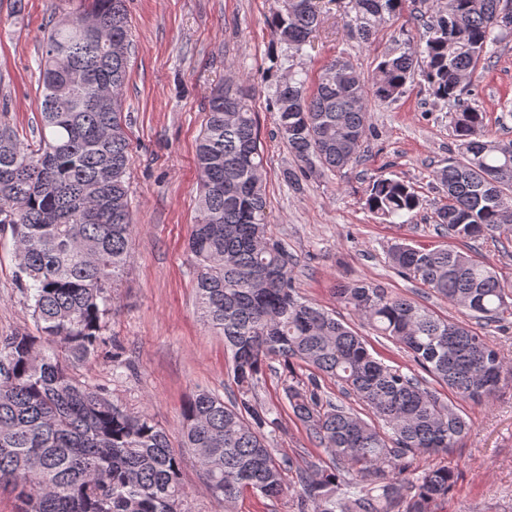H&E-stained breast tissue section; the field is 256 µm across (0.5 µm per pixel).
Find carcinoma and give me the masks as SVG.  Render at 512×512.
Segmentation results:
<instances>
[{
    "mask_svg": "<svg viewBox=\"0 0 512 512\" xmlns=\"http://www.w3.org/2000/svg\"><path fill=\"white\" fill-rule=\"evenodd\" d=\"M412 2L348 0L349 35L369 42ZM507 10L512 0H439L424 45L385 54L368 80L342 56L321 67L311 89L295 74L281 78L273 103L280 138L309 172L341 173L368 138L369 102L398 99L419 76L435 100L455 106L457 150L433 174L444 193L432 216L436 230L450 240L496 233L512 242V139L491 135L483 113L463 99L479 66L512 35L498 22ZM320 23L316 0H281L269 27L297 54ZM129 50L125 0H90L62 17L40 62L38 140L26 144L0 129V230L10 229L36 328L0 338V491L14 495L18 512H185L180 458L167 431L76 376L107 343L112 288L132 258L122 105ZM237 86L236 112L224 111V84L210 93L188 241L197 314L224 336L236 393L227 402L194 394L183 410L181 447L195 454L207 489L227 507L246 492L279 496L292 470L297 512H429L448 496L456 472L420 471L412 461L455 447L468 423L425 380L377 360L365 337L298 296L297 259L270 229L251 89ZM422 205L404 179L368 183L365 208L383 221ZM389 260L478 322L512 315V282L449 244L399 242ZM336 293L460 401L485 402L512 375L496 346L464 322L373 283H347ZM273 361L311 368L307 380L284 386V397L332 467L276 457L279 418L256 400ZM129 370L124 348L112 342V375ZM324 377L371 418L334 401Z\"/></svg>",
    "mask_w": 512,
    "mask_h": 512,
    "instance_id": "cac0c4a2",
    "label": "carcinoma"
}]
</instances>
